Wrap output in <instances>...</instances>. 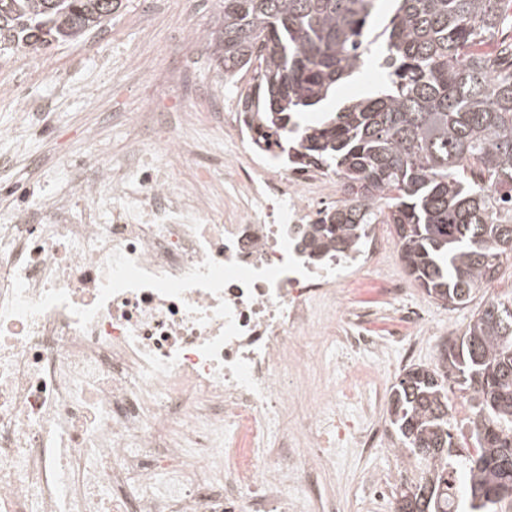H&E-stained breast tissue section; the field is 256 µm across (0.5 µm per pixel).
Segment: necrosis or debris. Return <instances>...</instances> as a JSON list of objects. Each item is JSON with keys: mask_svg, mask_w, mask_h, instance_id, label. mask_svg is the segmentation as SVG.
<instances>
[{"mask_svg": "<svg viewBox=\"0 0 512 512\" xmlns=\"http://www.w3.org/2000/svg\"><path fill=\"white\" fill-rule=\"evenodd\" d=\"M194 113L146 123L139 179L97 168L0 215V512H295L333 466V387L309 385L376 240L307 259L337 178L262 155L179 177Z\"/></svg>", "mask_w": 512, "mask_h": 512, "instance_id": "1", "label": "necrosis or debris"}]
</instances>
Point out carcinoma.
I'll return each instance as SVG.
<instances>
[{
	"instance_id": "cac0c4a2",
	"label": "carcinoma",
	"mask_w": 512,
	"mask_h": 512,
	"mask_svg": "<svg viewBox=\"0 0 512 512\" xmlns=\"http://www.w3.org/2000/svg\"><path fill=\"white\" fill-rule=\"evenodd\" d=\"M120 5L0 0V55L79 42ZM205 40L224 79L253 71L238 102L253 146L339 178L343 203L304 237L311 256H341L391 224L430 298L466 306L499 279L512 259V0H224ZM373 63L378 90L306 123ZM455 391L468 437L450 414ZM387 414L417 470L394 512H512V290L484 300L436 368L409 367Z\"/></svg>"
}]
</instances>
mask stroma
<instances>
[{"mask_svg": "<svg viewBox=\"0 0 512 512\" xmlns=\"http://www.w3.org/2000/svg\"><path fill=\"white\" fill-rule=\"evenodd\" d=\"M224 0H122L111 24L77 44H55L30 56H0V213L14 206L44 210L66 182L91 175L96 166L130 162L134 154H152L153 143L138 140L128 116L148 114L150 102H161L167 112L195 109L194 130L198 154L183 164L184 178L197 166L214 163L222 168L244 164L248 152L224 135V119L212 110V99L238 100L252 74L240 72L224 80L207 43L184 47L193 31L217 30ZM149 55L151 67L137 72L128 67L133 52ZM53 66L39 90L33 112L19 116L38 65ZM184 69L187 81L173 85L160 72ZM374 266L345 288L337 313L357 306L376 308L370 327L381 338L374 351L351 352L343 347H319L318 375L336 379L331 403L336 416L349 427L378 428L387 447L364 450L352 442L336 450V472L322 476L320 493L335 500L338 512H393V492L402 460L391 449L396 434L387 419L385 400L403 373L413 365L435 366L441 344L418 335L410 347L386 343L388 326L404 307H419L434 327L449 336L462 333L473 307L446 306L417 286L388 303L377 288L388 278L407 279L392 230H384Z\"/></svg>", "mask_w": 512, "mask_h": 512, "instance_id": "1", "label": "stroma"}]
</instances>
